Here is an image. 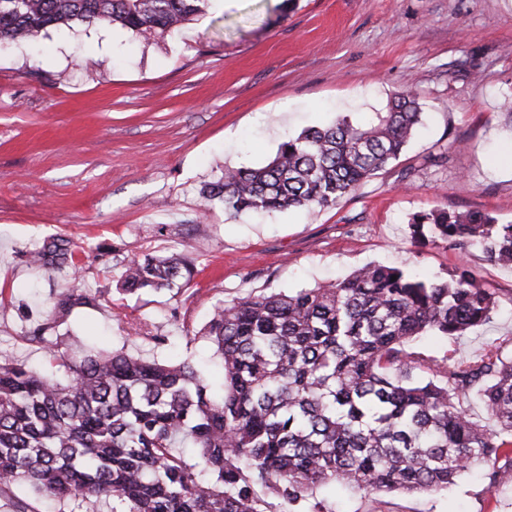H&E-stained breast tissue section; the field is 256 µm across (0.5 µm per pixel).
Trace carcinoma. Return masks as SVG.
Wrapping results in <instances>:
<instances>
[{
    "label": "carcinoma",
    "instance_id": "obj_1",
    "mask_svg": "<svg viewBox=\"0 0 512 512\" xmlns=\"http://www.w3.org/2000/svg\"><path fill=\"white\" fill-rule=\"evenodd\" d=\"M209 0H0V51L50 28L120 26L164 37L206 13ZM411 90L363 122L342 118L287 137L268 163L224 171L202 207L277 212L337 205L399 158L421 121ZM411 237L512 264V224L436 209L410 218ZM37 267L73 262L58 240ZM182 257L146 254L122 267L119 290H172L190 279ZM90 298L69 289L57 319ZM496 293L466 265L445 280L390 265L290 293L214 306L204 335L224 362L214 395L192 361L124 350L62 352L57 375L0 359V494L27 485L112 512H263L255 482L295 505L322 484L367 492H439L477 468L488 490L512 475V355L450 364L409 349L416 337L463 336L486 323ZM494 427L464 409L471 392Z\"/></svg>",
    "mask_w": 512,
    "mask_h": 512
}]
</instances>
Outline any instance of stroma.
<instances>
[{"instance_id": "35a3bbf8", "label": "stroma", "mask_w": 512, "mask_h": 512, "mask_svg": "<svg viewBox=\"0 0 512 512\" xmlns=\"http://www.w3.org/2000/svg\"><path fill=\"white\" fill-rule=\"evenodd\" d=\"M411 89L422 123L405 153L337 206L232 216L202 211L200 190L225 169L265 164L286 136L384 111ZM512 0H210L177 34L142 38L77 25L0 53V357L47 369L44 329L161 361L193 357L223 373L201 331L214 305L342 279L370 263L447 278L459 262L498 296L489 323L423 336L414 350L470 363L512 351V265L412 243L408 222L433 209L512 224ZM65 240L74 264L38 268L32 250ZM188 258L181 290H118L124 259ZM77 289L89 304L53 320ZM34 512H112L42 497L0 496ZM512 512V476H478L441 493L365 494L325 485L310 512ZM90 299L82 294L75 293V289H68L60 294L53 304V314L56 319H65L69 316L72 309L81 304H87Z\"/></svg>"}]
</instances>
